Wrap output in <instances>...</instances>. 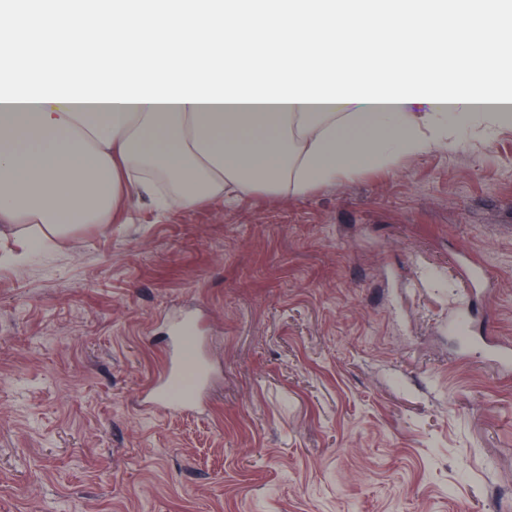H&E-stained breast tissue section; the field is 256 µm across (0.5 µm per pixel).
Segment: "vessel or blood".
<instances>
[{
    "mask_svg": "<svg viewBox=\"0 0 512 512\" xmlns=\"http://www.w3.org/2000/svg\"><path fill=\"white\" fill-rule=\"evenodd\" d=\"M198 320L189 314L173 319L169 326L163 365L143 389L144 408L171 415L200 411L212 372L197 333Z\"/></svg>",
    "mask_w": 512,
    "mask_h": 512,
    "instance_id": "vessel-or-blood-1",
    "label": "vessel or blood"
}]
</instances>
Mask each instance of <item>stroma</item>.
Here are the masks:
<instances>
[{"label": "stroma", "mask_w": 512, "mask_h": 512, "mask_svg": "<svg viewBox=\"0 0 512 512\" xmlns=\"http://www.w3.org/2000/svg\"><path fill=\"white\" fill-rule=\"evenodd\" d=\"M301 196L0 235V512H493L512 496V122ZM494 275L474 297L463 257ZM205 322L200 415L145 409L168 317ZM479 346L481 348V354L487 356L491 361L496 363L502 371L507 373L511 372L510 358L506 359L504 357L505 352L510 351V343L499 344L486 339Z\"/></svg>", "instance_id": "stroma-1"}]
</instances>
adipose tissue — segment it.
Here are the masks:
<instances>
[{
  "label": "adipose tissue",
  "mask_w": 512,
  "mask_h": 512,
  "mask_svg": "<svg viewBox=\"0 0 512 512\" xmlns=\"http://www.w3.org/2000/svg\"><path fill=\"white\" fill-rule=\"evenodd\" d=\"M511 105L512 0L1 6L0 228L38 225L47 249L134 199L298 196L428 152L446 113Z\"/></svg>",
  "instance_id": "adipose-tissue-1"
}]
</instances>
